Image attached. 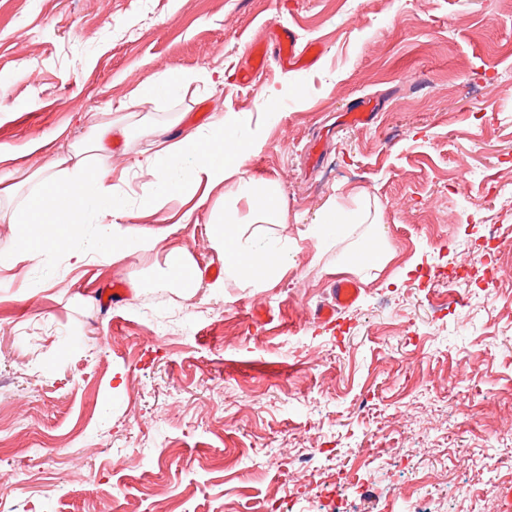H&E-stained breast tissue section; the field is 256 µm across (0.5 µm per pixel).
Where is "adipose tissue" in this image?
<instances>
[{
	"instance_id": "1",
	"label": "adipose tissue",
	"mask_w": 512,
	"mask_h": 512,
	"mask_svg": "<svg viewBox=\"0 0 512 512\" xmlns=\"http://www.w3.org/2000/svg\"><path fill=\"white\" fill-rule=\"evenodd\" d=\"M210 86L224 81L223 74L201 77L178 70L158 74L151 86L136 90L137 105L186 92L195 80ZM260 113L253 125L243 126L239 115L228 112L206 126L169 133L156 132L147 157L152 191L130 208L111 182L113 141L126 136L121 120L97 125L93 137L59 145L51 172L35 176L8 220L16 224L18 250L35 259L48 251L65 253L69 267L84 263L86 255L71 250L69 241L85 224L104 225L112 239L111 258L120 262L131 254L161 247L164 229L133 226L136 214H150L169 198H189L177 221L193 224L199 209H207L212 246L224 257V271L244 288H265L279 281L288 269L295 244L277 234L286 221V206L277 182L250 175L244 161L263 144L271 120ZM222 188L218 201L212 189Z\"/></svg>"
}]
</instances>
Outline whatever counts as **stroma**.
I'll use <instances>...</instances> for the list:
<instances>
[{"instance_id":"35a3bbf8","label":"stroma","mask_w":512,"mask_h":512,"mask_svg":"<svg viewBox=\"0 0 512 512\" xmlns=\"http://www.w3.org/2000/svg\"><path fill=\"white\" fill-rule=\"evenodd\" d=\"M311 66L238 71L273 26ZM168 68L223 88L141 106L180 127L282 103L246 169L275 180L300 248L260 290L227 278L206 219L150 215L164 247L76 270L0 221V512H500L512 487V0H0V148L89 136ZM369 106L367 121L348 113ZM144 123L112 149L132 202ZM375 224L321 246L330 207ZM187 250L197 288H163ZM223 279L220 288L212 287ZM359 283L329 321L337 279ZM113 291L109 304L100 295ZM269 312L257 322L252 312ZM467 364L466 381L458 366Z\"/></svg>"}]
</instances>
